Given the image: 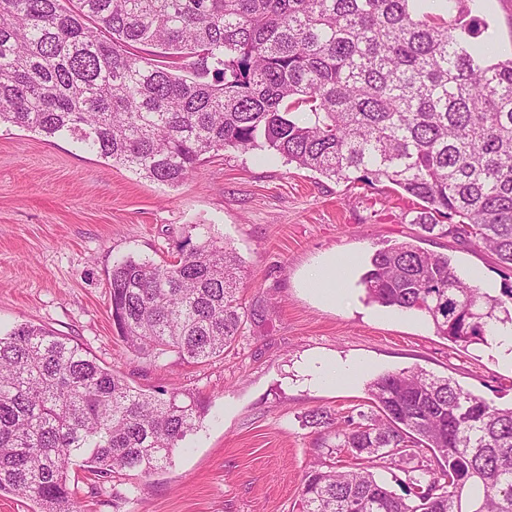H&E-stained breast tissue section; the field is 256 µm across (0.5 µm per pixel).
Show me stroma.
I'll return each mask as SVG.
<instances>
[{
    "instance_id": "obj_1",
    "label": "stroma",
    "mask_w": 512,
    "mask_h": 512,
    "mask_svg": "<svg viewBox=\"0 0 512 512\" xmlns=\"http://www.w3.org/2000/svg\"><path fill=\"white\" fill-rule=\"evenodd\" d=\"M485 23L492 55L512 56V0H467ZM417 201L383 184L343 183L280 155L258 162L228 150L168 187L110 160L10 125L0 127V330L44 325L86 347L99 364L144 389L201 395L209 410L171 466L134 492L88 498V512H298L305 474L336 440L307 416L339 420L370 411L379 375L419 368L448 377L494 405L512 404V367L485 343L438 335L430 317L368 301L360 279L374 250L410 241L449 256L459 276L479 269L512 285L490 251L425 233ZM211 238L242 260V332L201 364L127 351L111 316L109 280L124 257L172 259ZM354 260L336 302L304 277L331 256ZM362 365L360 376L311 383L306 361Z\"/></svg>"
}]
</instances>
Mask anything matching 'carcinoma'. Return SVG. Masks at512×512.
<instances>
[{"instance_id":"carcinoma-1","label":"carcinoma","mask_w":512,"mask_h":512,"mask_svg":"<svg viewBox=\"0 0 512 512\" xmlns=\"http://www.w3.org/2000/svg\"><path fill=\"white\" fill-rule=\"evenodd\" d=\"M415 2L0 0V124L171 186L229 149L387 182L422 202L423 231L511 269L512 56L491 58L466 0H442L443 16ZM362 282L369 300L428 315L454 343L512 323V286L483 293L411 242L375 250ZM241 288L227 242L129 257L112 267V323L137 355L204 363L240 336ZM369 391L377 413L334 430L352 467L311 466L299 512H512V407L421 369ZM205 414L189 392L135 387L74 340L18 324L0 333V496L84 512L79 472L100 486L147 477ZM386 465L404 471L405 494L376 479Z\"/></svg>"}]
</instances>
